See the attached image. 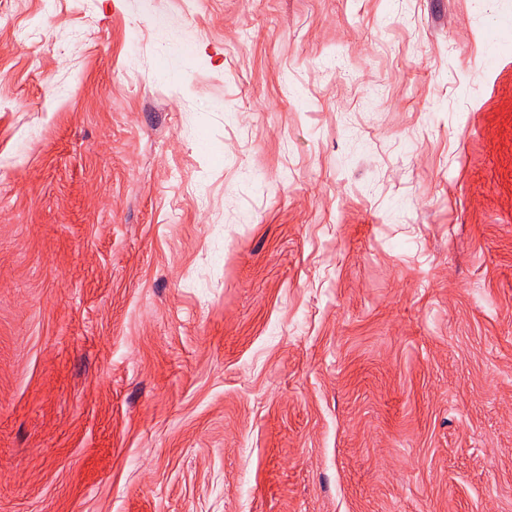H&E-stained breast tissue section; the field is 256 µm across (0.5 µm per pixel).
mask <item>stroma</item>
Here are the masks:
<instances>
[{"label":"stroma","mask_w":512,"mask_h":512,"mask_svg":"<svg viewBox=\"0 0 512 512\" xmlns=\"http://www.w3.org/2000/svg\"><path fill=\"white\" fill-rule=\"evenodd\" d=\"M0 512H512V0H0Z\"/></svg>","instance_id":"35a3bbf8"}]
</instances>
